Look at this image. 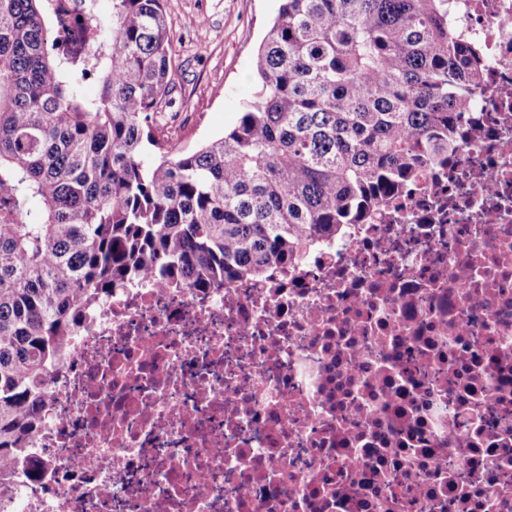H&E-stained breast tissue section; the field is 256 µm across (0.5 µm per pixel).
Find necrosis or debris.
<instances>
[{
	"instance_id": "obj_1",
	"label": "necrosis or debris",
	"mask_w": 512,
	"mask_h": 512,
	"mask_svg": "<svg viewBox=\"0 0 512 512\" xmlns=\"http://www.w3.org/2000/svg\"><path fill=\"white\" fill-rule=\"evenodd\" d=\"M453 21L449 160L287 274L98 304L13 512H512V0Z\"/></svg>"
}]
</instances>
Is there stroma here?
Listing matches in <instances>:
<instances>
[{"label": "stroma", "instance_id": "obj_1", "mask_svg": "<svg viewBox=\"0 0 512 512\" xmlns=\"http://www.w3.org/2000/svg\"><path fill=\"white\" fill-rule=\"evenodd\" d=\"M278 0H164L175 87L154 134L170 153L229 130L254 90L252 61Z\"/></svg>", "mask_w": 512, "mask_h": 512}]
</instances>
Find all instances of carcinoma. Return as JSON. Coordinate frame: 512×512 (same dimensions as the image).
Masks as SVG:
<instances>
[{
    "instance_id": "1",
    "label": "carcinoma",
    "mask_w": 512,
    "mask_h": 512,
    "mask_svg": "<svg viewBox=\"0 0 512 512\" xmlns=\"http://www.w3.org/2000/svg\"><path fill=\"white\" fill-rule=\"evenodd\" d=\"M61 12L0 0V482L99 300L314 255L455 148L484 65L451 0H280L236 125L170 155L153 132L174 88L163 0H81L69 28Z\"/></svg>"
}]
</instances>
